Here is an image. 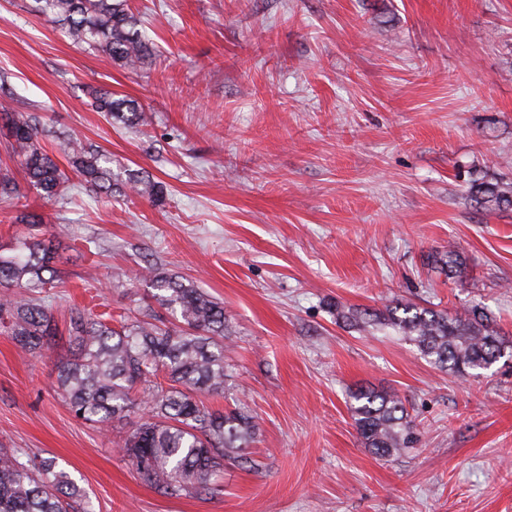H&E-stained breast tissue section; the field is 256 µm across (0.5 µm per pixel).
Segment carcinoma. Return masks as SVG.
<instances>
[{"label":"carcinoma","mask_w":512,"mask_h":512,"mask_svg":"<svg viewBox=\"0 0 512 512\" xmlns=\"http://www.w3.org/2000/svg\"><path fill=\"white\" fill-rule=\"evenodd\" d=\"M32 10L60 23L73 42L103 52L125 69L137 71L145 64L148 44L129 0H33ZM96 108L129 126L144 121L141 108L107 94L96 98ZM0 121L8 128L10 156L28 186L43 197L60 195L64 183L56 151L91 191L110 197L116 190L110 157L93 145L64 135L49 150L36 123L6 104L0 105ZM128 184L141 196L163 199V186L148 177L134 175ZM467 198L488 211L512 210V183L474 180ZM16 223L25 231L12 254L0 255V318L7 320L20 352L37 358L55 343L54 317L42 293L53 283L44 273H54L61 234L40 231L43 220L34 213H21ZM444 263L448 278L465 274L466 262L457 250L448 249ZM147 271L156 302L179 315L183 327L173 329L146 309L117 329L101 315L75 309L68 327L75 353L57 362L56 387L76 417L105 430L142 413L143 422L123 438L122 448L132 470L158 493L213 495L220 491L224 460L248 461L243 450L257 430L245 406L223 411L202 400L224 393V307L192 283L154 267ZM384 320L424 357L458 376L486 369L512 350L478 304L451 315L403 304ZM162 372L173 386H161ZM353 399L355 426L373 455L383 459L413 447L414 426L400 398L367 388ZM84 500V489L55 460L37 461L19 448H0V512H77Z\"/></svg>","instance_id":"1"}]
</instances>
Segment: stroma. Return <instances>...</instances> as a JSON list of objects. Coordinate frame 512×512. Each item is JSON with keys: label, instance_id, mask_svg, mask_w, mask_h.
I'll return each mask as SVG.
<instances>
[{"label": "stroma", "instance_id": "1", "mask_svg": "<svg viewBox=\"0 0 512 512\" xmlns=\"http://www.w3.org/2000/svg\"><path fill=\"white\" fill-rule=\"evenodd\" d=\"M31 0H0V100L98 145L120 179L146 173L162 203L94 197L69 175L51 200H0V252L24 211L65 228L41 358L0 326V447L56 459L94 512H512V357L457 377L392 328L341 310L482 303L512 342V211L467 200L512 182V0H130L154 55L132 73L72 43ZM138 101L146 125L96 111ZM466 260L449 278L448 247ZM158 267L224 304L221 407L259 428L213 497H166L110 432L56 391L71 307L113 318L153 303ZM397 395L420 440L379 459L350 411Z\"/></svg>", "mask_w": 512, "mask_h": 512}]
</instances>
